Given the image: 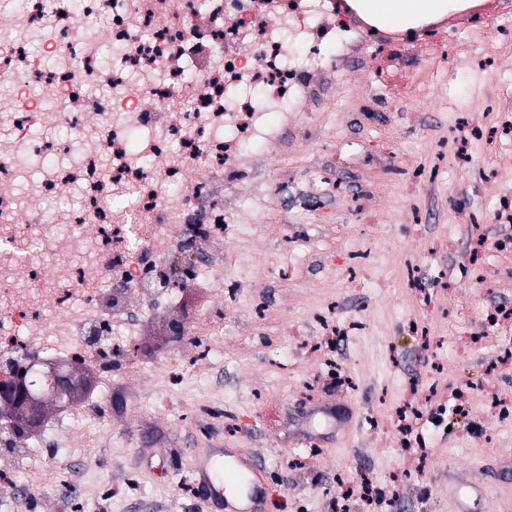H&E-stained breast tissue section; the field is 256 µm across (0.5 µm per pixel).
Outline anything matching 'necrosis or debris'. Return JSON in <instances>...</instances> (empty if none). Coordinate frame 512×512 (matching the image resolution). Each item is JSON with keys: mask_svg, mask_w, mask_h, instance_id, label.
Masks as SVG:
<instances>
[{"mask_svg": "<svg viewBox=\"0 0 512 512\" xmlns=\"http://www.w3.org/2000/svg\"><path fill=\"white\" fill-rule=\"evenodd\" d=\"M368 45L328 0H10L0 19V351L106 372L143 314L224 268V188L245 148L276 146L323 51ZM241 40L250 52L224 54ZM39 42L40 60L30 46ZM57 129L61 138L43 132ZM30 194L16 190L31 171ZM78 206H66L71 190ZM42 261H35V254Z\"/></svg>", "mask_w": 512, "mask_h": 512, "instance_id": "4bbe7bcc", "label": "necrosis or debris"}]
</instances>
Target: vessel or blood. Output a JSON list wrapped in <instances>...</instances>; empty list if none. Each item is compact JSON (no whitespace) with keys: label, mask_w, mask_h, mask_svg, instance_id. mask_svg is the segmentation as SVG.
<instances>
[{"label":"vessel or blood","mask_w":512,"mask_h":512,"mask_svg":"<svg viewBox=\"0 0 512 512\" xmlns=\"http://www.w3.org/2000/svg\"><path fill=\"white\" fill-rule=\"evenodd\" d=\"M193 472L194 486L206 489L221 512H271L274 506L269 474L260 464L230 452L219 463L205 453Z\"/></svg>","instance_id":"b4317fda"}]
</instances>
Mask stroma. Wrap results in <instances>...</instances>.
<instances>
[{"label":"stroma","instance_id":"1","mask_svg":"<svg viewBox=\"0 0 512 512\" xmlns=\"http://www.w3.org/2000/svg\"><path fill=\"white\" fill-rule=\"evenodd\" d=\"M447 38L441 22L423 26L388 70L344 60L328 43L337 83L314 78L296 123L276 128L279 152L249 145L241 184L224 189L239 230L224 240L225 289L194 279L176 306L144 321L132 353L115 360L111 396H98L91 374L83 409L47 403L43 453L19 436L0 443L22 512H213L190 473L209 448L261 461L288 512H326L340 471L373 478L378 512H512V420L478 401L467 416L454 412L464 386L512 399V368L491 367L512 333L485 323L488 309L512 305V245L500 248L505 229L492 215L512 148L458 152L462 122L448 108L512 89V61L487 71L463 53L441 61L432 47ZM471 212L478 227L458 223ZM327 300L362 327L334 349L348 383L309 396L312 307ZM257 302L260 317L247 319ZM215 314L224 356L206 372L220 402L184 357ZM192 317L198 337L178 335ZM412 319L431 330L428 344L409 333ZM432 381L439 401L413 433L433 464L412 473L372 426L405 402L409 384Z\"/></svg>","mask_w":512,"mask_h":512}]
</instances>
